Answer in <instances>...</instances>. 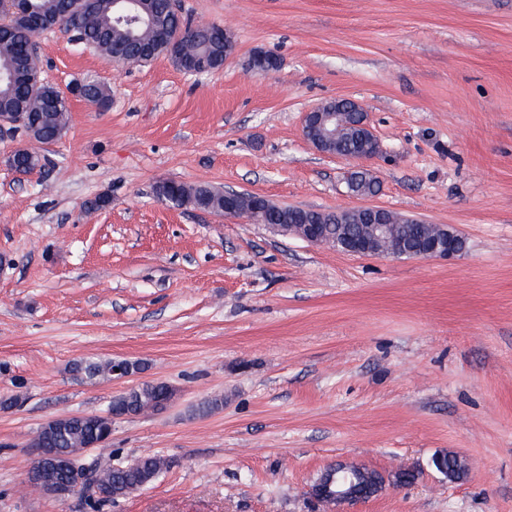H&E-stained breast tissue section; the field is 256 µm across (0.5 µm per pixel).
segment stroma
Returning <instances> with one entry per match:
<instances>
[{
	"label": "stroma",
	"mask_w": 512,
	"mask_h": 512,
	"mask_svg": "<svg viewBox=\"0 0 512 512\" xmlns=\"http://www.w3.org/2000/svg\"><path fill=\"white\" fill-rule=\"evenodd\" d=\"M235 52L192 75L168 58L120 66L62 29L37 66L87 78L108 110L71 98L45 166L0 144V512H91L28 485L38 428L105 411L131 381L175 391L115 421L88 474L145 455L168 470L100 512H512V0H178ZM277 56L269 74L245 66ZM358 100L380 144L351 195V161L316 152L303 114ZM174 179L321 211L378 205L446 224L452 258L352 256L242 218L158 201ZM109 197L105 207L85 204ZM83 359L139 363L82 379ZM220 406L207 415L196 408ZM468 468L448 481L432 464ZM418 471L350 506L312 502L329 465ZM85 96L82 99L89 100L100 111H106L111 102L110 90L94 79H86L83 82ZM432 462L435 468L450 480L459 479L467 469L459 457L450 453L437 455Z\"/></svg>",
	"instance_id": "35a3bbf8"
}]
</instances>
